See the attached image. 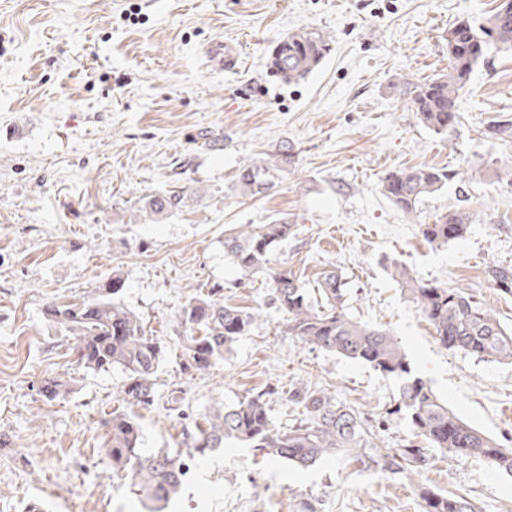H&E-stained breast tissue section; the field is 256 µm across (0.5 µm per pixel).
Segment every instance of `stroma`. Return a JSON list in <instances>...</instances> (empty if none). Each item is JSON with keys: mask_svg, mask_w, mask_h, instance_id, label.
<instances>
[{"mask_svg": "<svg viewBox=\"0 0 512 512\" xmlns=\"http://www.w3.org/2000/svg\"><path fill=\"white\" fill-rule=\"evenodd\" d=\"M494 0H0V512H139L128 476L114 472L104 425L117 407L120 370L79 366L73 340L44 317L53 301L87 296L112 273L124 304L161 340L166 359L155 402L135 408L147 449L186 450V423L212 408L278 385L277 427L298 422L292 387L325 389L359 411L378 449L413 439L392 407L399 382L369 366L312 350L282 330L270 281L242 278L224 255V232L286 216L294 233L273 271L312 288L339 270L347 307L390 329L412 373L480 431L512 448V365L443 348L402 296L388 266L470 290L512 327V296L483 270L512 265V184L486 178L512 159V142L487 135L512 116V51L490 57L459 98L451 136L424 127L404 79L448 70L449 25L484 24ZM325 29L336 49L306 80L288 85L267 66L274 44L296 28ZM237 53L217 69L209 51ZM218 148H211V141ZM293 145L297 157L266 195H239L235 174L260 153ZM455 169L464 179L405 214L381 193L395 168ZM179 211L156 215L145 199L172 184ZM467 208L466 237L429 245L420 227ZM223 285L224 300L259 311L233 351L201 374L182 370L174 314L196 291ZM73 381L47 402L44 378ZM184 400L189 420L168 409ZM415 480L333 457L300 469L229 441L190 463L167 512H425L415 486L458 493L478 512H512V476L476 457L448 459L425 447Z\"/></svg>", "mask_w": 512, "mask_h": 512, "instance_id": "stroma-1", "label": "stroma"}]
</instances>
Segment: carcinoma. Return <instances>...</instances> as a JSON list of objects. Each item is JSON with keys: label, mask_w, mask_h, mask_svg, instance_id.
<instances>
[{"label": "carcinoma", "mask_w": 512, "mask_h": 512, "mask_svg": "<svg viewBox=\"0 0 512 512\" xmlns=\"http://www.w3.org/2000/svg\"><path fill=\"white\" fill-rule=\"evenodd\" d=\"M448 73L424 81H405L411 111L418 120L439 135L451 134L460 122L458 98L472 73L493 52L512 50V0H498L489 26L477 27L460 21L448 28ZM335 50L327 31L305 26L296 29L273 47L269 68L281 81L294 84L322 67ZM489 136L512 139V117L496 119L487 128ZM295 164L291 148L282 146L271 159L244 164L236 174V188L246 197L270 191L279 175ZM461 175L431 166L394 169L382 179L384 195L403 212L416 211L420 202ZM184 192L166 190L153 195L145 207L154 213L173 212L182 207ZM476 214L458 209L421 225L426 242L445 246L463 239ZM293 224L279 217L269 224H240L224 234V255L241 275L267 273L269 255L288 240ZM269 274V273H267ZM485 279L496 290L512 295V266L493 263L484 270ZM390 276L404 297L432 326L439 344L457 353L482 360L512 363V328L497 314L475 300L465 288H448L417 279L398 263L390 265ZM270 303L285 318L283 330L312 349L335 353L361 362L374 370L399 378L401 385L395 412L405 416L415 435L450 458L480 457L494 468L512 474V448L472 427L448 408L432 388L412 375L400 342L386 328L354 319L346 304V282L335 271L322 273L314 291L305 288L288 271L269 274ZM123 278L115 273L93 293L79 300L54 301L44 311L47 321L74 339L78 363L86 371L118 369L124 383L118 394L121 406L106 420L109 428L107 453L112 470L130 476L138 488L146 512H165L179 493L189 465L185 457H202L231 440L249 445L264 458L296 467H308L320 460L341 455L363 466L379 461L396 470L425 463L422 449L407 444L391 453L370 456L369 431L360 413L326 390L296 388L288 393L292 403L303 407L304 419L289 428H278L270 415L269 389L247 396L232 406H219L206 417L207 426L198 429L193 448L146 452L143 428L129 406L153 405L154 378L165 360L161 341L146 333L142 318L121 299ZM253 308L224 303V289L209 288L190 297L178 309L177 325L184 330L186 372L209 370L232 352L255 320ZM69 392L64 380H44L40 393L52 402ZM426 512H476L465 496L420 489Z\"/></svg>", "instance_id": "obj_1"}]
</instances>
